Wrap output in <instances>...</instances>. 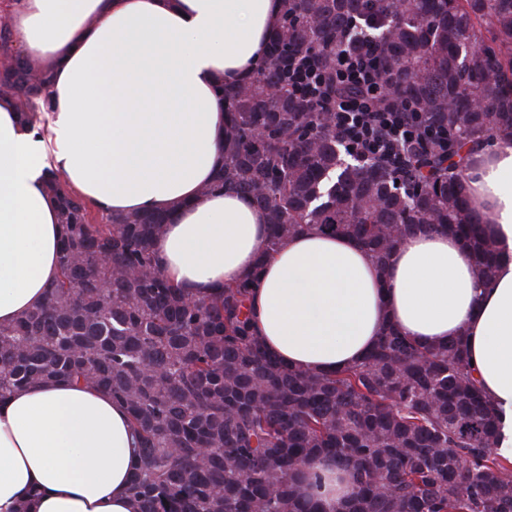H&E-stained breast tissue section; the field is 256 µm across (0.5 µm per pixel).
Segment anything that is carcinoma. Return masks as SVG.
Here are the masks:
<instances>
[{
    "mask_svg": "<svg viewBox=\"0 0 512 512\" xmlns=\"http://www.w3.org/2000/svg\"><path fill=\"white\" fill-rule=\"evenodd\" d=\"M0 96L36 117L46 78L8 53ZM368 54L377 102L410 106L454 152L420 138L389 163L357 162L332 115L291 84L299 60L329 77L336 51ZM216 94L231 123L224 167L202 190L247 196L269 217V250L311 227L356 241L385 267L411 231L456 235L489 284L501 253L463 191L470 151L512 135V0H283L250 80ZM62 234L44 299L0 324V401L52 381L123 404L140 434L129 493L139 512H319L295 493L318 457L352 471L339 512H512V460L466 338L424 347L389 326L364 361L321 375L285 367L253 330L259 270L193 299L158 268L167 217L95 222L51 171Z\"/></svg>",
    "mask_w": 512,
    "mask_h": 512,
    "instance_id": "obj_1",
    "label": "carcinoma"
}]
</instances>
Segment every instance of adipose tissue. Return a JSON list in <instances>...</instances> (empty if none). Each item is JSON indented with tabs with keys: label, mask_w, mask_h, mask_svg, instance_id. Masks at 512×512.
<instances>
[{
	"label": "adipose tissue",
	"mask_w": 512,
	"mask_h": 512,
	"mask_svg": "<svg viewBox=\"0 0 512 512\" xmlns=\"http://www.w3.org/2000/svg\"><path fill=\"white\" fill-rule=\"evenodd\" d=\"M12 45L48 80L40 122L0 97V323L43 298L58 271L49 171L106 216L170 213L156 261L189 297L259 270L250 315L285 366L332 375L360 364L384 327L426 347L466 335L475 376L502 416L512 457V138L466 171L507 259L492 285L452 235L415 231L379 269L354 241L312 229L269 251L266 212L204 194L224 165L228 106L218 85L250 79L281 0H0ZM138 445L126 409L93 388L41 383L0 402V512H136L126 488ZM301 490L321 512L355 492L332 459Z\"/></svg>",
	"instance_id": "obj_1"
}]
</instances>
